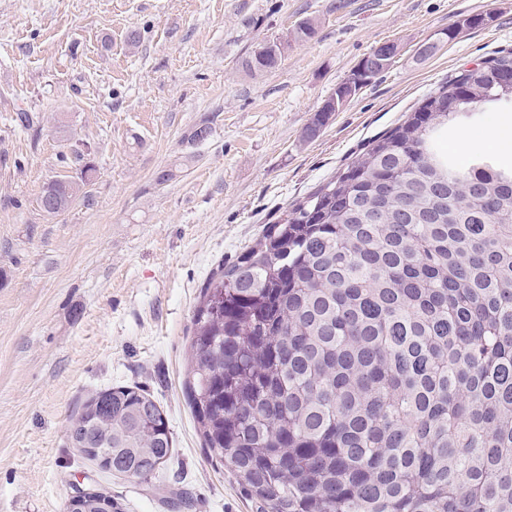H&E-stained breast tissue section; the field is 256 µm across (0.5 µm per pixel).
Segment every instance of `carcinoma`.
Segmentation results:
<instances>
[{
	"label": "carcinoma",
	"instance_id": "cac0c4a2",
	"mask_svg": "<svg viewBox=\"0 0 512 512\" xmlns=\"http://www.w3.org/2000/svg\"><path fill=\"white\" fill-rule=\"evenodd\" d=\"M282 57L257 44L250 73ZM458 72L292 204L202 287L186 386L205 445L263 512H512V164L439 148L479 110L512 108V50ZM383 73L353 72L314 138ZM80 181L43 186L66 210ZM75 448L146 480L172 437L139 388L90 396ZM82 512H119L90 493Z\"/></svg>",
	"mask_w": 512,
	"mask_h": 512
}]
</instances>
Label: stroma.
I'll use <instances>...</instances> for the list:
<instances>
[{
	"label": "stroma",
	"mask_w": 512,
	"mask_h": 512,
	"mask_svg": "<svg viewBox=\"0 0 512 512\" xmlns=\"http://www.w3.org/2000/svg\"><path fill=\"white\" fill-rule=\"evenodd\" d=\"M479 13L487 25L417 56ZM308 18L316 35L295 41ZM273 37L288 43L279 67L244 71ZM389 40L402 48L391 67L307 138L323 100ZM501 50L512 0H0V512H66L78 487L122 512H261L206 448L187 396L204 282L440 84ZM207 118L211 136L191 142ZM509 132L512 112H480L441 148L508 162ZM87 161L90 184L43 212L45 183ZM134 386L172 433L153 492L68 437L88 396Z\"/></svg>",
	"instance_id": "35a3bbf8"
}]
</instances>
